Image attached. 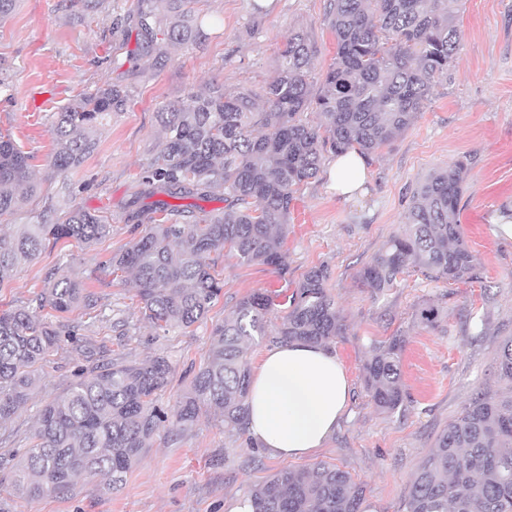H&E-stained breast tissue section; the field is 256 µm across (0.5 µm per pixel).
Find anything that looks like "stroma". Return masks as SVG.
<instances>
[{"instance_id":"stroma-1","label":"stroma","mask_w":512,"mask_h":512,"mask_svg":"<svg viewBox=\"0 0 512 512\" xmlns=\"http://www.w3.org/2000/svg\"><path fill=\"white\" fill-rule=\"evenodd\" d=\"M327 0H274L264 13L252 0H197L206 16L195 45L163 43L145 54L126 18L135 0H20L0 20V134L32 157V171L51 195L108 216L109 234L91 246L69 240L48 247L0 289V310L27 302L47 273L83 279L104 306L100 316L84 310L47 312L55 324L79 326L107 359L138 362L164 354L170 382L157 399L168 415L122 487L105 490L97 479L77 480L65 495L16 497L6 476L8 456L25 448L38 409L63 394L86 364L73 346H62L44 365L42 380L26 407L8 423L0 443V512H228L278 470L324 461L340 466L366 488L364 512H402L404 499L437 434L479 390L499 388L495 352L512 336V239L499 231L512 210V0H463L457 23L458 58L437 83L414 123L366 163V177L352 198L331 190L335 161L326 154L315 179L294 195L285 243L287 278L270 267L240 263L224 254L215 267L224 295L206 319L186 330L163 332L140 312L130 277L112 275L106 263L139 238L143 226L128 223V203L140 172L161 138V107L187 101L208 85L228 93L266 85L278 52L300 32L316 50L318 71L336 55L324 21ZM123 33H114L116 19ZM128 94L127 109L113 117L95 151L78 168L51 174L50 122L78 94L103 84ZM469 161L459 204L462 237L476 258L472 282L435 280L417 269L401 274L394 288L374 294L360 272L394 235L402 232L415 188L432 172ZM329 272L326 287L346 331L330 347L350 382L348 408L324 448L288 460L247 447L210 415L181 428L172 413L206 358L211 331L236 301L256 290L296 284L311 268ZM438 311L435 323L417 316ZM126 321L119 331L117 321ZM405 339L403 382L409 394L403 413L380 414L366 392L362 367L372 341Z\"/></svg>"}]
</instances>
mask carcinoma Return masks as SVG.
<instances>
[{
    "mask_svg": "<svg viewBox=\"0 0 512 512\" xmlns=\"http://www.w3.org/2000/svg\"><path fill=\"white\" fill-rule=\"evenodd\" d=\"M197 0H137L134 25L140 50L161 41L189 46L204 36ZM462 0H328L325 22L336 39L334 62L313 92L316 51L296 33L279 51L273 79L259 93L227 94L220 87L190 95L157 113L163 131L158 151L137 181L141 205L128 221L148 222L144 234L109 260L112 272L133 276L140 309L163 331L201 322L223 296L214 267L224 251L242 263L288 275L284 241L296 187L316 177L324 153L358 150L367 157L393 144L429 101L434 82L448 77L461 32ZM127 93L104 84L72 99L52 115L55 170L79 167L95 150L97 135L122 112ZM313 108L320 123L301 114ZM468 162L428 176L416 189L403 233L360 272L376 293L418 268L436 279L469 282L475 258L458 224ZM39 192L30 156L0 135V288L36 260L50 243L89 245L109 232L107 218L42 197L39 221H22ZM220 199L224 207L205 210ZM178 203L172 204L170 200ZM191 203L186 204L184 200ZM63 214L62 221L50 216ZM328 271L310 269L292 293L253 291L211 332L208 356L194 374L174 416L182 426L209 411L224 430L245 435L251 367L247 349L269 336L267 314L284 297L288 311L277 336L327 344L344 328L328 293ZM86 314L102 310L100 297L68 275H47V287L27 305L0 311V425L25 406L39 370L62 343L81 350L89 342L76 327L53 325L42 312ZM404 340L371 344L363 367L376 410H403ZM498 379L507 390H483L436 437L405 498L403 512H512V337L496 351ZM172 365L163 354L141 362L93 364L40 411L29 447L14 454L11 487L23 498L69 492L78 477L123 484L165 419L154 405ZM253 512H361L365 487L340 467L318 463L284 468L254 490Z\"/></svg>",
    "mask_w": 512,
    "mask_h": 512,
    "instance_id": "1",
    "label": "carcinoma"
}]
</instances>
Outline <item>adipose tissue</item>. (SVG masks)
<instances>
[{
  "label": "adipose tissue",
  "mask_w": 512,
  "mask_h": 512,
  "mask_svg": "<svg viewBox=\"0 0 512 512\" xmlns=\"http://www.w3.org/2000/svg\"><path fill=\"white\" fill-rule=\"evenodd\" d=\"M349 383L325 345L286 340L253 373L246 434L275 458H299L324 446L346 409Z\"/></svg>",
  "instance_id": "obj_1"
}]
</instances>
